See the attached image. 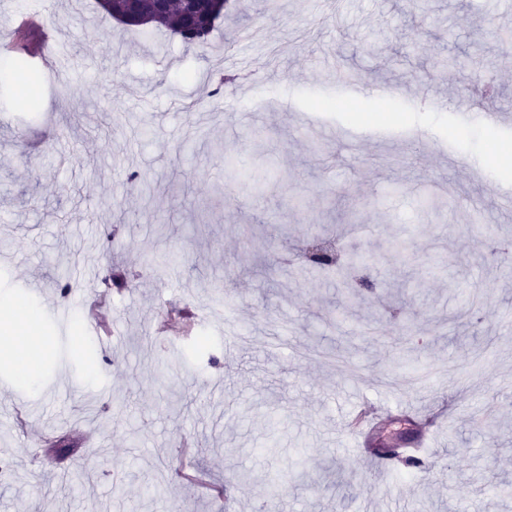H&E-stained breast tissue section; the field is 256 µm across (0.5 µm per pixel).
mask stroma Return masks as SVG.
<instances>
[{"mask_svg":"<svg viewBox=\"0 0 512 512\" xmlns=\"http://www.w3.org/2000/svg\"><path fill=\"white\" fill-rule=\"evenodd\" d=\"M30 12L59 65L34 108L13 71L37 58L0 56V313L73 322L40 324L35 383L0 360V407L28 419L0 437V512H217L186 467L229 489L230 512H261L273 471L290 475L279 512H512V173L465 165L512 146V0H233L194 48L96 0H0V28ZM488 69L511 119L477 132L464 97ZM217 72L236 80L216 107ZM317 235L364 264L343 281L285 264ZM109 267L126 288L105 286ZM64 274L106 290L108 349ZM367 407L377 443L445 410L423 468L361 455L350 422Z\"/></svg>","mask_w":512,"mask_h":512,"instance_id":"35a3bbf8","label":"stroma"}]
</instances>
